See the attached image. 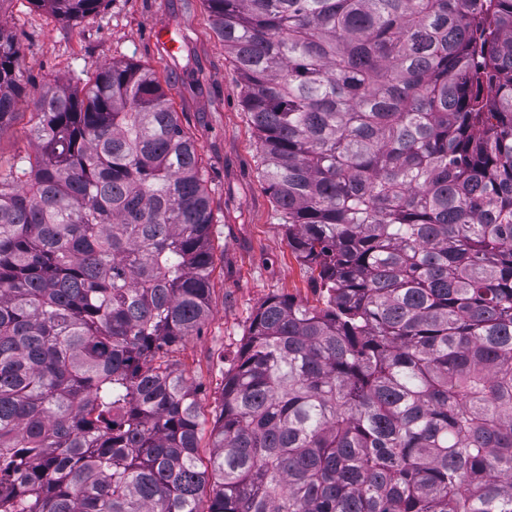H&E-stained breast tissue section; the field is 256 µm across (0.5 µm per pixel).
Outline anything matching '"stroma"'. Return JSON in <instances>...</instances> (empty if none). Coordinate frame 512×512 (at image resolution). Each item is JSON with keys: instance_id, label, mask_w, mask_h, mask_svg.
Returning a JSON list of instances; mask_svg holds the SVG:
<instances>
[{"instance_id": "stroma-1", "label": "stroma", "mask_w": 512, "mask_h": 512, "mask_svg": "<svg viewBox=\"0 0 512 512\" xmlns=\"http://www.w3.org/2000/svg\"><path fill=\"white\" fill-rule=\"evenodd\" d=\"M0 24L16 35L27 96L0 131V160L33 152V99L47 88L133 62L157 73L184 133L196 143L215 224L210 315L171 358L199 388V456L208 460L213 411L255 309L275 294L315 306L313 275L288 246L261 176L258 132L242 103L236 68L204 0H103L98 12L64 20L14 0ZM162 30L179 41L167 52Z\"/></svg>"}]
</instances>
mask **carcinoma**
I'll return each mask as SVG.
<instances>
[{
    "mask_svg": "<svg viewBox=\"0 0 512 512\" xmlns=\"http://www.w3.org/2000/svg\"><path fill=\"white\" fill-rule=\"evenodd\" d=\"M206 2L321 305L255 310L201 467L196 148L138 64L46 89L0 164V512H512V0ZM25 92L0 24V130Z\"/></svg>",
    "mask_w": 512,
    "mask_h": 512,
    "instance_id": "cac0c4a2",
    "label": "carcinoma"
}]
</instances>
